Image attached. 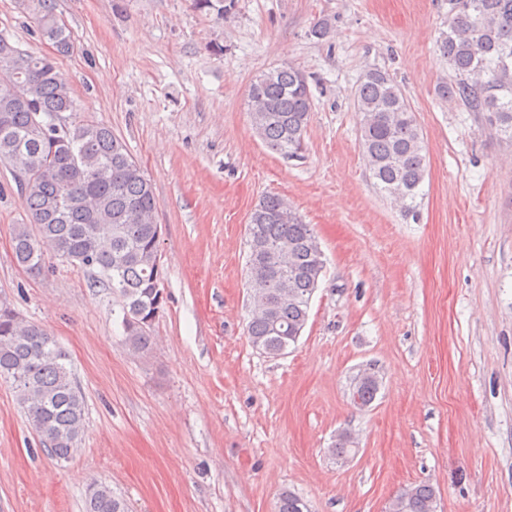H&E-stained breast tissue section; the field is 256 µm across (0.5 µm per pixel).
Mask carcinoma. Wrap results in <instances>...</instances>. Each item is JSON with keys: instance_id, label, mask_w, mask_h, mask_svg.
I'll use <instances>...</instances> for the list:
<instances>
[{"instance_id": "cac0c4a2", "label": "carcinoma", "mask_w": 512, "mask_h": 512, "mask_svg": "<svg viewBox=\"0 0 512 512\" xmlns=\"http://www.w3.org/2000/svg\"><path fill=\"white\" fill-rule=\"evenodd\" d=\"M195 7L222 17L234 0H194ZM448 33L440 50L455 74L438 93L473 112L487 113L489 125L512 139V0H448ZM43 39L59 54L73 41L51 0H36ZM0 163L14 172L17 193L30 223L13 227L12 245L20 266L32 274L48 270L53 254L92 274L90 287L121 298L125 344L144 353L153 344L152 326L164 308L157 268V200L151 180L112 129L91 120L75 121L69 80L53 57L25 52L0 36ZM354 103L362 114L360 144L381 190L416 215L426 172V147L414 110L385 71L371 69L359 81ZM306 74L291 65L259 75L249 86L248 106L260 105L252 125L273 151L297 158L305 150L312 112ZM287 200L267 194L250 213L247 268L263 280L251 309L253 345L271 357L287 354L301 336L310 300L324 272L321 244ZM13 380L17 400L45 450L70 460L87 430L86 404L68 352L46 329L0 309V377ZM378 375L356 379L352 393L362 407L372 403ZM437 501L428 483L402 489L386 512H432ZM84 512H129L105 483H92ZM277 512H308L290 491L280 494Z\"/></svg>"}]
</instances>
